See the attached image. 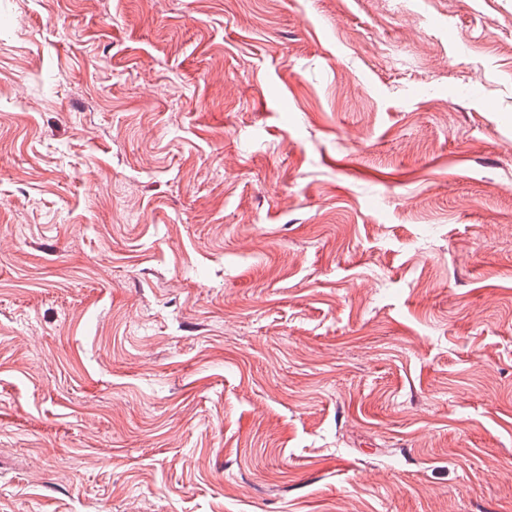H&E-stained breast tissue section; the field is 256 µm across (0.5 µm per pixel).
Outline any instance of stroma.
<instances>
[{
    "label": "stroma",
    "mask_w": 512,
    "mask_h": 512,
    "mask_svg": "<svg viewBox=\"0 0 512 512\" xmlns=\"http://www.w3.org/2000/svg\"><path fill=\"white\" fill-rule=\"evenodd\" d=\"M0 512H512V0H0Z\"/></svg>",
    "instance_id": "stroma-1"
}]
</instances>
